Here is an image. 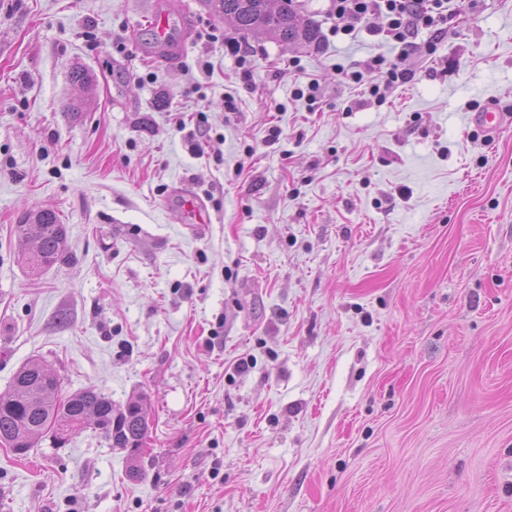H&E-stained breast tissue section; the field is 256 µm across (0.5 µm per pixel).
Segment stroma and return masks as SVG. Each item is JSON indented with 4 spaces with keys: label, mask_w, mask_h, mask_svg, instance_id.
Returning a JSON list of instances; mask_svg holds the SVG:
<instances>
[{
    "label": "stroma",
    "mask_w": 512,
    "mask_h": 512,
    "mask_svg": "<svg viewBox=\"0 0 512 512\" xmlns=\"http://www.w3.org/2000/svg\"><path fill=\"white\" fill-rule=\"evenodd\" d=\"M151 2L0 0V393L38 359L149 398L141 480L90 425L0 446V512H512V127L468 123L512 113V0H454L381 104L336 67L391 47L333 37L330 0H299L313 49L165 0L193 31L173 68ZM44 208L66 250L32 274L13 227ZM469 124L487 139H495L503 128L512 125V114L504 112L496 103H488L477 112H472Z\"/></svg>",
    "instance_id": "obj_1"
}]
</instances>
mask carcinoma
<instances>
[{
	"mask_svg": "<svg viewBox=\"0 0 512 512\" xmlns=\"http://www.w3.org/2000/svg\"><path fill=\"white\" fill-rule=\"evenodd\" d=\"M210 14L230 20L237 33H263L277 43L312 46L319 43L320 30L298 12L297 0H199ZM31 226L33 248L22 263L32 273L53 267L61 258L66 239L65 225L51 209L26 215L16 231ZM44 363L31 360L15 373L11 388L0 394V440L9 442L20 454L37 446L51 434L59 445L93 420L111 447L127 451L132 480L142 477L140 454L148 433L146 399L112 405V399L94 388L63 396L59 386L47 382Z\"/></svg>",
	"mask_w": 512,
	"mask_h": 512,
	"instance_id": "cac0c4a2",
	"label": "carcinoma"
}]
</instances>
